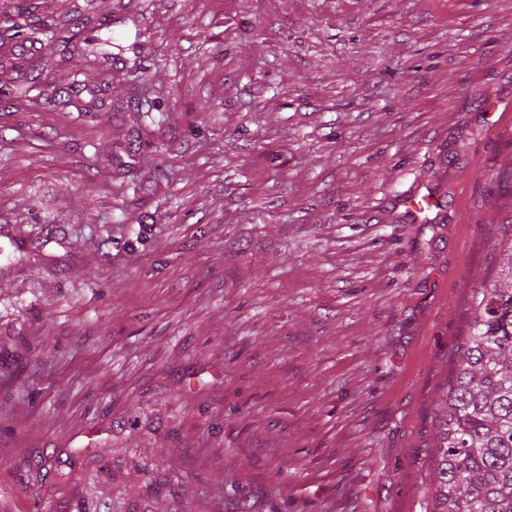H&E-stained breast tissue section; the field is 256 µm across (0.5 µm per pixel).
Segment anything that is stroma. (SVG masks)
<instances>
[{
	"instance_id": "35a3bbf8",
	"label": "stroma",
	"mask_w": 512,
	"mask_h": 512,
	"mask_svg": "<svg viewBox=\"0 0 512 512\" xmlns=\"http://www.w3.org/2000/svg\"><path fill=\"white\" fill-rule=\"evenodd\" d=\"M34 2L124 51L0 28V87L32 86L0 109V512L93 476L185 512H425L512 215V0ZM76 79L106 111L62 106ZM75 25L72 28L64 29L63 33L58 37L59 41L64 44L65 48H75L81 51L83 55L92 60L93 63L103 60L112 61L114 55L105 49L110 46L121 52L123 47L117 43L115 38H103L100 34L105 28L104 23H91L90 21L82 22L75 20L71 22Z\"/></svg>"
}]
</instances>
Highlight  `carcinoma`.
<instances>
[{"label": "carcinoma", "instance_id": "1", "mask_svg": "<svg viewBox=\"0 0 512 512\" xmlns=\"http://www.w3.org/2000/svg\"><path fill=\"white\" fill-rule=\"evenodd\" d=\"M102 23L73 21L59 41L92 62L112 60L117 40L101 35ZM76 91L68 104L100 112L95 92ZM498 269L471 295L469 335L456 347L446 382L437 393L430 512H512V217L498 225ZM164 496L153 484L147 498L129 501L108 483L78 489L55 512H153Z\"/></svg>", "mask_w": 512, "mask_h": 512}]
</instances>
